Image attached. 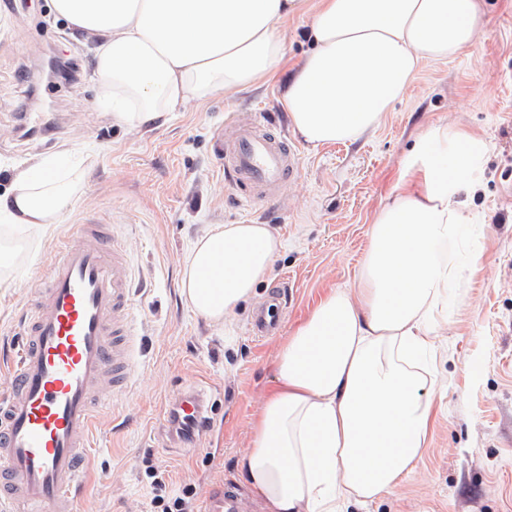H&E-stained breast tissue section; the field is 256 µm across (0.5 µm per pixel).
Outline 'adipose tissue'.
<instances>
[{
  "label": "adipose tissue",
  "mask_w": 512,
  "mask_h": 512,
  "mask_svg": "<svg viewBox=\"0 0 512 512\" xmlns=\"http://www.w3.org/2000/svg\"><path fill=\"white\" fill-rule=\"evenodd\" d=\"M97 42L95 74L114 121L144 128L193 100L257 85L286 57L284 23L303 0H52ZM485 0H317L309 48L280 101L312 146L377 126L427 61L475 48ZM487 150L436 126L419 138L401 190L375 215L353 290L326 293L281 344L276 383L238 461L262 512H346L378 501L418 466L434 417L432 339L456 270L448 246L469 223L460 192ZM44 158L15 171L0 223L47 234L72 203ZM266 224H209L192 240L181 289L221 327L284 250Z\"/></svg>",
  "instance_id": "adipose-tissue-1"
}]
</instances>
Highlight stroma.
I'll list each match as a JSON object with an SVG mask.
<instances>
[{
	"label": "stroma",
	"instance_id": "obj_1",
	"mask_svg": "<svg viewBox=\"0 0 512 512\" xmlns=\"http://www.w3.org/2000/svg\"><path fill=\"white\" fill-rule=\"evenodd\" d=\"M476 50L421 65L375 128L352 142L314 147L279 101L280 76L258 87L193 101L166 124L134 129L97 105L93 41L58 19L51 0H0V193L12 169L68 146L85 157L82 182L55 230L40 237L7 229L16 251L0 292V389L21 345L30 296L80 224H108L122 238L136 280L132 316L140 334L129 387L103 411L86 452L77 512H145L153 456L172 492L195 487L261 512L239 478L251 425L274 387L278 349L322 296L355 283L377 210L396 193L414 142L448 126L489 145L462 191L473 214L448 252L462 267L453 302L436 326L440 349L429 443L415 471L384 498L349 512H512V0H488ZM77 66L50 83L52 54ZM265 113L297 148L302 170L280 197L243 205L215 151L225 118ZM267 224L287 243L268 279L230 325H207L180 288L183 259L206 224ZM281 327L260 338L254 318L273 290ZM207 392L208 431L187 442L169 433L179 395Z\"/></svg>",
	"mask_w": 512,
	"mask_h": 512
}]
</instances>
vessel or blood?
Masks as SVG:
<instances>
[{"mask_svg": "<svg viewBox=\"0 0 512 512\" xmlns=\"http://www.w3.org/2000/svg\"><path fill=\"white\" fill-rule=\"evenodd\" d=\"M218 154L246 203L275 197L299 173L297 149L261 114L227 121ZM36 293L0 397V488L16 512H74L97 416L132 379V269L121 239L98 224L78 225ZM278 317V303H269L256 335L273 332Z\"/></svg>", "mask_w": 512, "mask_h": 512, "instance_id": "b4317fda", "label": "vessel or blood"}]
</instances>
